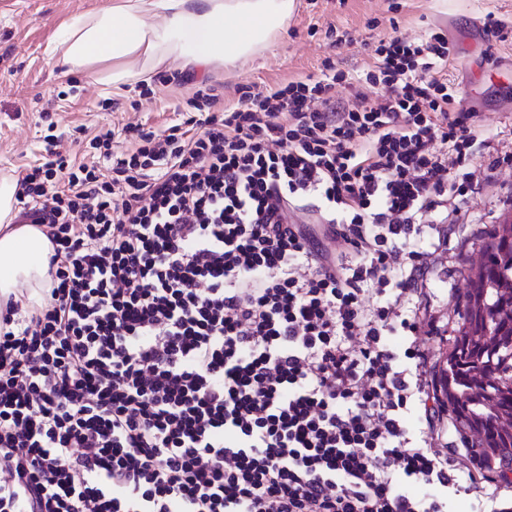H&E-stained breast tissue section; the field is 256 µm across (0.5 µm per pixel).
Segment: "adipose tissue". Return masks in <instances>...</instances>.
Listing matches in <instances>:
<instances>
[{"instance_id":"ef3b65f1","label":"adipose tissue","mask_w":512,"mask_h":512,"mask_svg":"<svg viewBox=\"0 0 512 512\" xmlns=\"http://www.w3.org/2000/svg\"><path fill=\"white\" fill-rule=\"evenodd\" d=\"M294 0H112L62 24L56 47L66 74L112 87L148 79L171 63L205 73L267 48ZM17 180L0 177V299L50 286L45 226L16 223Z\"/></svg>"}]
</instances>
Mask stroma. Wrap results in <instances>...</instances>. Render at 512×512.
I'll list each match as a JSON object with an SVG mask.
<instances>
[{
  "mask_svg": "<svg viewBox=\"0 0 512 512\" xmlns=\"http://www.w3.org/2000/svg\"><path fill=\"white\" fill-rule=\"evenodd\" d=\"M110 0H0V175L19 174L42 163L48 139L70 147L80 161H96L91 139L112 130L114 151L131 150L128 124L162 131L189 117L186 102L201 88L220 105L236 104L246 85L276 87L318 73L324 61L357 75L374 63L379 39H417L431 31L448 36L456 57L447 68L460 105L481 113L489 133L473 164L486 169L512 157V39L499 41L493 22L512 25V0H295L287 27L265 51L209 75L184 73L171 64L147 82L111 88L62 77L54 64V32L72 15L109 5ZM111 109H104V100ZM512 212V177L479 182L467 202L440 225V248L428 274V318L434 336H420L429 361L445 352L458 318L465 276L492 224ZM450 512H512V485L448 496Z\"/></svg>",
  "mask_w": 512,
  "mask_h": 512,
  "instance_id": "obj_1",
  "label": "stroma"
}]
</instances>
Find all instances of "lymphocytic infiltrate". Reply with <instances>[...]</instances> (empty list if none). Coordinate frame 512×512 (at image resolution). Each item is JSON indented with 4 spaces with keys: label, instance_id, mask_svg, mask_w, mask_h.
<instances>
[{
    "label": "lymphocytic infiltrate",
    "instance_id": "obj_1",
    "mask_svg": "<svg viewBox=\"0 0 512 512\" xmlns=\"http://www.w3.org/2000/svg\"><path fill=\"white\" fill-rule=\"evenodd\" d=\"M374 53L19 178L54 253L46 302L0 308V512H448L426 224L481 132L447 35Z\"/></svg>",
    "mask_w": 512,
    "mask_h": 512
}]
</instances>
